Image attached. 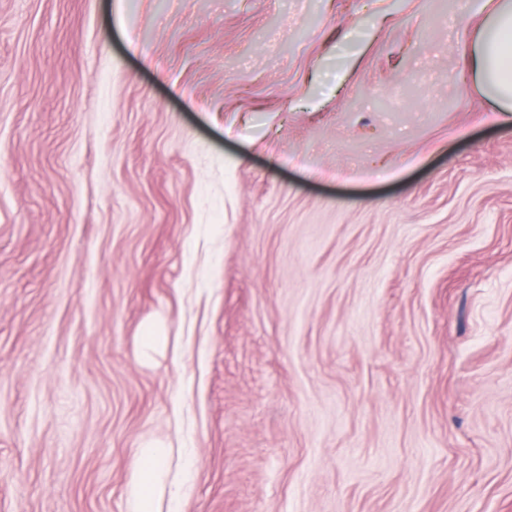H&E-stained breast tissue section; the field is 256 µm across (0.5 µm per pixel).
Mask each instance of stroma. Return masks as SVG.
Instances as JSON below:
<instances>
[{"mask_svg":"<svg viewBox=\"0 0 512 512\" xmlns=\"http://www.w3.org/2000/svg\"><path fill=\"white\" fill-rule=\"evenodd\" d=\"M476 0H0V512H512V112ZM166 337L140 355L152 326ZM492 2L495 5L475 38L469 66L495 111L512 112V1H482L478 11ZM185 448L160 441L138 448L134 473L124 501V512H177V505L191 491L190 461ZM177 456L176 469L172 461Z\"/></svg>","mask_w":512,"mask_h":512,"instance_id":"1","label":"stroma"}]
</instances>
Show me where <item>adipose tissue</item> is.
Listing matches in <instances>:
<instances>
[{"label": "adipose tissue", "instance_id": "obj_1", "mask_svg": "<svg viewBox=\"0 0 512 512\" xmlns=\"http://www.w3.org/2000/svg\"><path fill=\"white\" fill-rule=\"evenodd\" d=\"M469 66L495 110L512 112V0H494ZM190 467L183 448L147 442L137 452L124 512H178V503L191 491Z\"/></svg>", "mask_w": 512, "mask_h": 512}]
</instances>
